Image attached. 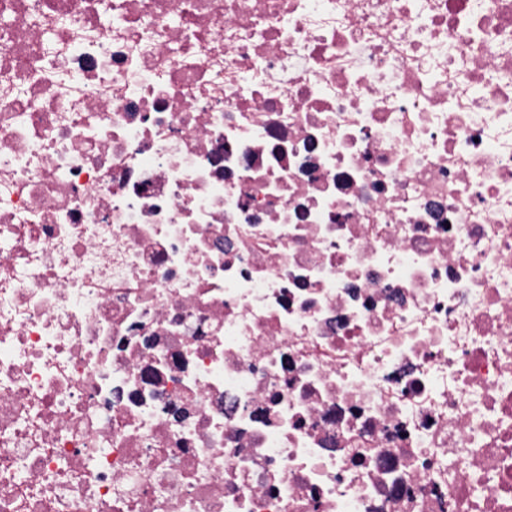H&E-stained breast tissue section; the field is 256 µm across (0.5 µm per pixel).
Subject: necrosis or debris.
I'll use <instances>...</instances> for the list:
<instances>
[{"label":"necrosis or debris","mask_w":512,"mask_h":512,"mask_svg":"<svg viewBox=\"0 0 512 512\" xmlns=\"http://www.w3.org/2000/svg\"><path fill=\"white\" fill-rule=\"evenodd\" d=\"M0 512H512V0H0Z\"/></svg>","instance_id":"necrosis-or-debris-1"}]
</instances>
